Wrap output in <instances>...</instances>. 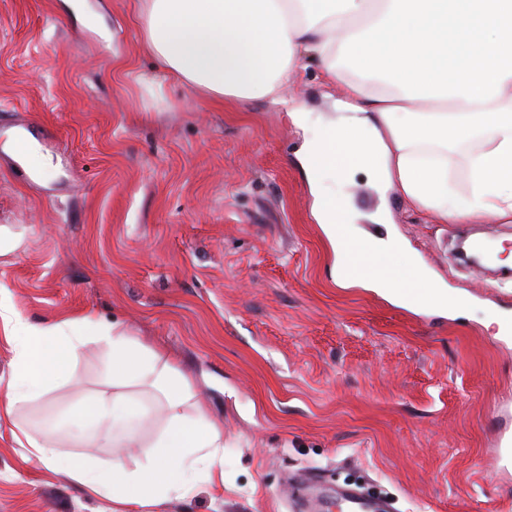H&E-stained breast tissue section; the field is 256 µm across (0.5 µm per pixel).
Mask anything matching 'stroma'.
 Wrapping results in <instances>:
<instances>
[{
	"instance_id": "1",
	"label": "stroma",
	"mask_w": 512,
	"mask_h": 512,
	"mask_svg": "<svg viewBox=\"0 0 512 512\" xmlns=\"http://www.w3.org/2000/svg\"><path fill=\"white\" fill-rule=\"evenodd\" d=\"M85 4L96 27L67 0H0V144L29 132L58 166L39 184L0 151V225L23 235L0 256V299L31 320L120 322L192 372L224 423V482L200 478L150 512H295L308 473L327 488L352 477L396 512H512V471L492 459L495 407L512 393V342L497 335L512 276L453 257L485 235L512 249V221L442 224L352 170L355 232L400 239L448 305L334 285L286 109L211 104L146 50L142 0ZM293 95L328 121L342 92L314 62ZM106 357L89 345L80 385L0 419V512H111L12 434L72 420L105 390Z\"/></svg>"
}]
</instances>
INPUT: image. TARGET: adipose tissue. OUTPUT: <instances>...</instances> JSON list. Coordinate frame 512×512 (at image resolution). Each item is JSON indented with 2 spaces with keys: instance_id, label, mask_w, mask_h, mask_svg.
<instances>
[{
  "instance_id": "obj_1",
  "label": "adipose tissue",
  "mask_w": 512,
  "mask_h": 512,
  "mask_svg": "<svg viewBox=\"0 0 512 512\" xmlns=\"http://www.w3.org/2000/svg\"><path fill=\"white\" fill-rule=\"evenodd\" d=\"M145 41L168 77L221 100L264 99L287 107L298 127L310 114L286 88L301 79L302 61L321 64L325 86L343 85L337 120L311 127L298 154L312 213L334 253L350 248L368 264L359 282L411 305L444 307L422 266L389 238L359 239L329 183L351 165L397 185L410 206L440 223L512 217V0H147ZM473 138L468 196L448 187V146ZM0 149L33 181L55 167L28 133ZM0 329L10 336L13 372L0 388V413L11 416L44 398L56 382L76 381L88 344L107 348L112 391L82 407L84 428L49 425L27 437L31 455L92 498L120 512L190 490L199 471L224 476V426L213 420L179 364L164 358L121 323L93 312L31 321L0 301ZM163 402L166 419L153 440L134 420L135 392ZM96 447L139 448L143 460L100 467L64 455V438Z\"/></svg>"
}]
</instances>
